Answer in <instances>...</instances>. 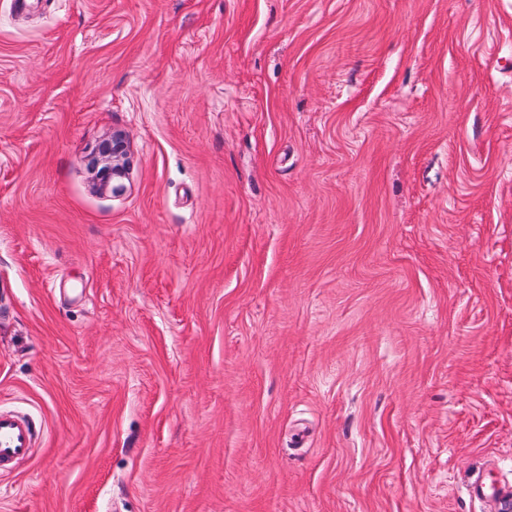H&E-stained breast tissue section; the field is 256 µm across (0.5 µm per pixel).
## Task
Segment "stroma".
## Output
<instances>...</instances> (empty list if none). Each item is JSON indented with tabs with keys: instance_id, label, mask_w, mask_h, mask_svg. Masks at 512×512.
Wrapping results in <instances>:
<instances>
[{
	"instance_id": "1",
	"label": "stroma",
	"mask_w": 512,
	"mask_h": 512,
	"mask_svg": "<svg viewBox=\"0 0 512 512\" xmlns=\"http://www.w3.org/2000/svg\"><path fill=\"white\" fill-rule=\"evenodd\" d=\"M0 408V512H491L512 0H0ZM129 146L120 133L112 135V146L107 147L102 152V161L104 162V172L106 175L105 183L112 176V180L125 177L128 167L127 156ZM37 439L35 425L30 418L12 412L0 411V467L31 457Z\"/></svg>"
}]
</instances>
